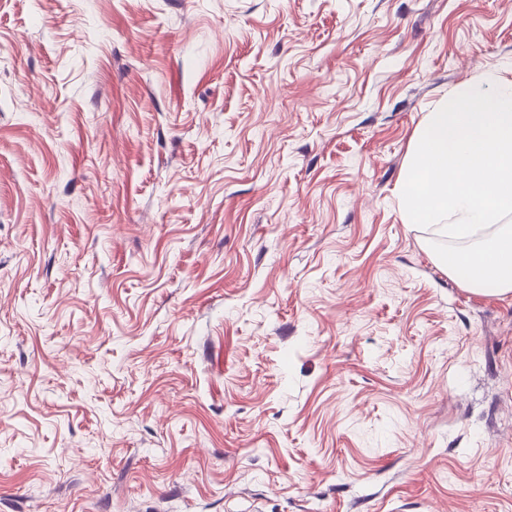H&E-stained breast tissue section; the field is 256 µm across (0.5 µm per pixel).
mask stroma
Returning a JSON list of instances; mask_svg holds the SVG:
<instances>
[{"label":"stroma","mask_w":512,"mask_h":512,"mask_svg":"<svg viewBox=\"0 0 512 512\" xmlns=\"http://www.w3.org/2000/svg\"><path fill=\"white\" fill-rule=\"evenodd\" d=\"M512 0H0V512H512V295L404 223Z\"/></svg>","instance_id":"obj_1"}]
</instances>
